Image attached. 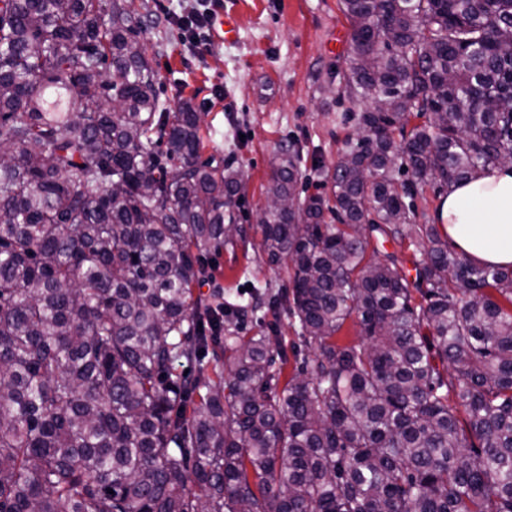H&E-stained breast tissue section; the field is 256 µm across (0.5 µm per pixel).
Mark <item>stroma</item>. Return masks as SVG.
Returning <instances> with one entry per match:
<instances>
[{
    "mask_svg": "<svg viewBox=\"0 0 512 512\" xmlns=\"http://www.w3.org/2000/svg\"><path fill=\"white\" fill-rule=\"evenodd\" d=\"M135 4L152 22L145 39L160 99H192L205 114L203 156L221 154L244 172L237 214L250 234L218 259L225 299L244 304L251 287L286 286L287 271L269 266L257 245L255 213L284 145L297 151L305 193L331 192L333 166L361 110L345 92L351 29L340 0H214L218 19H233L236 33L228 39L216 30L205 47L180 38L184 0Z\"/></svg>",
    "mask_w": 512,
    "mask_h": 512,
    "instance_id": "35a3bbf8",
    "label": "stroma"
}]
</instances>
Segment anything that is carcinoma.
I'll use <instances>...</instances> for the list:
<instances>
[{
    "instance_id": "1",
    "label": "carcinoma",
    "mask_w": 512,
    "mask_h": 512,
    "mask_svg": "<svg viewBox=\"0 0 512 512\" xmlns=\"http://www.w3.org/2000/svg\"><path fill=\"white\" fill-rule=\"evenodd\" d=\"M342 6L365 108L333 200L279 150L257 224L291 285L233 310L197 288L244 238L241 171L160 103L146 21L0 0V512H512V267L406 202L512 153V0ZM261 308L289 376L277 325L243 334ZM372 244L374 246H377V248L380 251H387L389 253H396L400 260L402 261L403 267L405 272L408 275V279L410 281H414L416 277V271L413 264V250L415 249L413 246L409 247L408 243H405L404 245L400 246L394 242H384L383 244L381 242L377 243L375 240H373Z\"/></svg>"
}]
</instances>
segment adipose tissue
<instances>
[{
    "label": "adipose tissue",
    "mask_w": 512,
    "mask_h": 512,
    "mask_svg": "<svg viewBox=\"0 0 512 512\" xmlns=\"http://www.w3.org/2000/svg\"><path fill=\"white\" fill-rule=\"evenodd\" d=\"M449 244L480 266L512 265V165L455 183L436 212Z\"/></svg>",
    "instance_id": "obj_1"
}]
</instances>
